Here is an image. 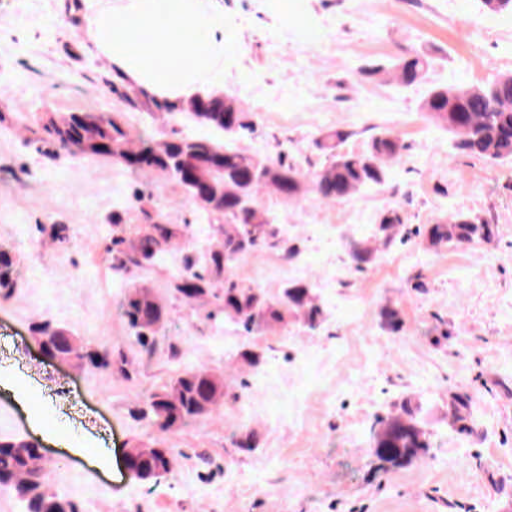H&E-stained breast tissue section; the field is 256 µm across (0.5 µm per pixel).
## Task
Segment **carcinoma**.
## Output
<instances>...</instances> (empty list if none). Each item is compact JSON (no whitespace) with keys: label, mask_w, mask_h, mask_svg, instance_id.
Wrapping results in <instances>:
<instances>
[{"label":"carcinoma","mask_w":512,"mask_h":512,"mask_svg":"<svg viewBox=\"0 0 512 512\" xmlns=\"http://www.w3.org/2000/svg\"><path fill=\"white\" fill-rule=\"evenodd\" d=\"M430 65L420 55L399 60L393 66L394 80L411 86L419 83ZM186 110L196 117L226 131L244 129V112L231 96L205 97L189 101ZM423 110L448 127L454 135L456 149L482 155L494 162L512 161V74L489 86L458 82L430 89ZM82 130L81 153H100L99 144L107 143L106 153L124 159L134 153L127 134L112 119L100 115L85 125L81 116L71 114L61 121L49 119L42 131L65 148L63 135L73 126ZM345 133L336 130L318 142L331 153L328 165L313 172L310 181L324 199L344 198L369 184L384 181L385 165L403 156L407 146L395 135L382 133L372 138L362 152H339ZM182 150L172 152V141L152 148L153 166L177 178L181 167L190 165L198 178L207 184L208 193L191 200L205 212L211 224L220 226L223 236L219 248L209 257L210 269L195 271L186 268L172 274L170 288L191 302H201L210 296L222 301L224 315L241 323L250 331L256 326H276L288 315H303L309 325H315L319 308L314 304L308 285L300 282L284 289L279 299L266 297L255 287L245 286L225 269L237 255L259 245L281 246L278 233L255 204L258 193L270 189L285 198H294L303 188V175L297 168L277 160H263L200 140L179 139ZM224 154V169L211 167L210 157ZM146 224L135 229L128 239L111 241L107 252H116L115 269L130 273L152 263L160 254L177 245L181 236L178 224H168L162 214L144 212ZM401 223L399 214L390 210L379 224L382 243L393 240L394 229ZM493 225L459 212L448 222L431 224L426 229L430 246L465 245L477 239H489ZM357 268L373 262L376 249L357 245L351 251ZM14 259L0 252V288L12 284ZM129 329L141 344L145 343L164 322V308L147 288L130 293L123 304ZM384 326L391 332L401 330L400 311L386 307L382 311ZM33 338L64 361L80 368L110 371L112 362H97L99 350L74 333L57 327L49 320H36L31 325ZM224 402V377L203 368H190L154 394L142 418L161 431H168L188 419L208 414ZM430 443L416 421L413 411L402 412L378 421L374 433V455L382 462L400 467L426 452ZM141 480H158L171 473L173 460L166 448L141 446L127 452ZM12 491L23 504V512H81L78 505L56 493L47 481L41 456L23 438L0 439V490Z\"/></svg>","instance_id":"carcinoma-1"}]
</instances>
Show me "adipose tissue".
I'll return each instance as SVG.
<instances>
[{
	"instance_id": "obj_1",
	"label": "adipose tissue",
	"mask_w": 512,
	"mask_h": 512,
	"mask_svg": "<svg viewBox=\"0 0 512 512\" xmlns=\"http://www.w3.org/2000/svg\"><path fill=\"white\" fill-rule=\"evenodd\" d=\"M83 41L146 94L224 93V9L218 0H83Z\"/></svg>"
}]
</instances>
